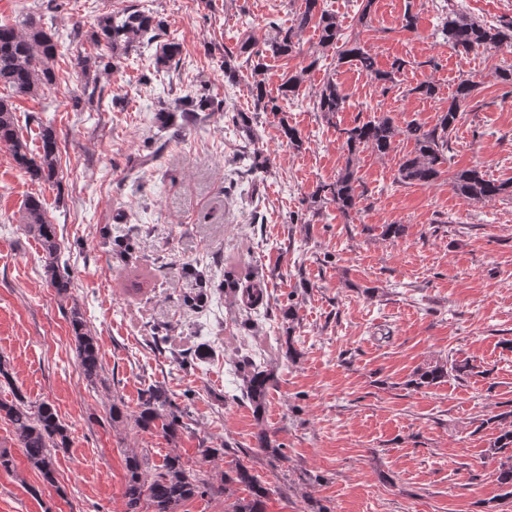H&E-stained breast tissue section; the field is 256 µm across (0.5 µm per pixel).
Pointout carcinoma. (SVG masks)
<instances>
[{
    "instance_id": "1",
    "label": "carcinoma",
    "mask_w": 512,
    "mask_h": 512,
    "mask_svg": "<svg viewBox=\"0 0 512 512\" xmlns=\"http://www.w3.org/2000/svg\"><path fill=\"white\" fill-rule=\"evenodd\" d=\"M318 32L319 44L324 49L336 50L338 62L353 63L366 71L380 86L382 92L394 83V74L401 64L395 62L391 69L382 70L376 59L353 39L344 36L342 25L335 13L324 7L323 0H303L300 11L287 29H277L266 42V51L273 57L287 56L295 49L294 38L298 32L309 26ZM165 21L150 11L126 6L117 11L100 15L92 39L104 45L112 59L119 60L148 41H156L165 35ZM441 33L455 51L469 53L480 48L512 47V20L499 26L487 25L480 20L457 12H450L445 18ZM59 52L58 33L31 18L19 29L8 23H0V87L18 95L36 96L56 81L55 64ZM181 46L169 40L157 47L154 59L156 72L168 70L178 64ZM263 56L257 48L250 31L241 32L236 50L224 55V78L234 82L239 77L240 66L234 61L241 59L251 70V94L256 105L272 112L280 110L276 99L266 90L265 67L254 58ZM304 72L284 75L278 92L283 98H294L300 94ZM477 90L475 82L461 81L455 95L448 101L447 110L441 112L431 128L410 123L401 130L394 120L383 115L350 127L336 128L338 139L348 153L344 169L336 180L319 185L311 196L310 203L336 205L345 216L356 210L361 203L363 192L359 191V179L352 167V156L362 149H370L382 155L394 149L396 137L403 135L413 141L414 148L403 157L397 174V181L403 184L429 185L441 174L440 165L446 160L449 142L462 118L464 107ZM347 95L333 81H326L315 100L316 110L327 122H333L336 114L344 111ZM222 102L209 89L203 87L185 98L179 109L185 120H194L200 112L220 109ZM41 149L38 158L31 157L27 140L18 129L13 104L0 97V145L11 153L15 163L31 179L54 185L58 183V141L50 126L40 128ZM456 195L466 201H486L495 198L512 199V180L495 181L477 168L457 172L452 181ZM22 224L27 234L38 241L44 255V274L50 287L59 297L68 296L70 282L66 272L59 266L61 244L57 225L51 223L41 199L31 196L23 205ZM240 293V308L248 314L268 304V294L259 281H248L235 286ZM70 326L75 341L76 360L81 375L93 388L108 387V377L97 337L89 329L79 308H70ZM473 370L467 363L429 364L415 373L409 384L416 389L438 384L452 373L464 374ZM238 377L241 380L242 399L248 401L257 416H262L270 389L276 386L274 370L262 369L253 364L251 357L244 355L237 362ZM13 387L12 398L0 399V420L12 427L29 465L36 469L44 483L54 487L57 484L55 459L59 451L71 445L68 427L60 420L55 406L45 400L32 402L13 386L9 363L0 357V385ZM108 421L112 428L129 427L138 432H158L174 440L189 429L191 421L188 407L178 404L169 390L160 384L151 383L141 392L138 411L130 415L125 410L121 397L112 396L108 408ZM493 427L494 437L487 446L488 454L498 458L499 467L496 481L503 493L488 502V512H498L505 504H512V407L481 420L477 429ZM257 448L268 457V464L275 468L283 457L282 446L277 444L275 434L260 428L255 434ZM125 483L123 497L125 512H179V509L195 497L203 498L213 493V482L201 476L197 470L178 452L167 454L162 464L152 474L147 473L144 462L131 452L125 457ZM224 490V512H265V500L270 488L244 464L238 462L228 472L221 474ZM233 485L244 487L249 497L234 496Z\"/></svg>"
}]
</instances>
